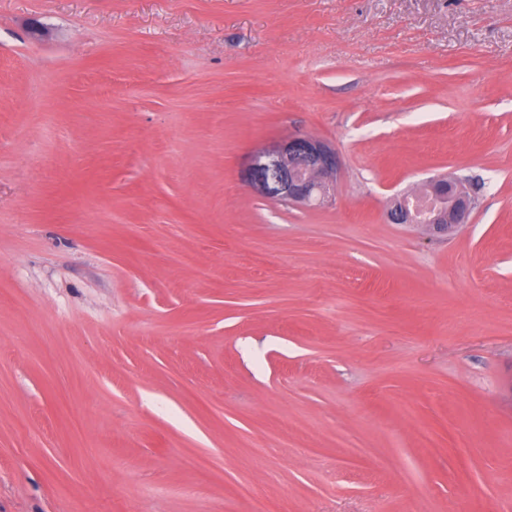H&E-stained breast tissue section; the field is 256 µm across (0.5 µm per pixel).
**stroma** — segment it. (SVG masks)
<instances>
[{"mask_svg": "<svg viewBox=\"0 0 512 512\" xmlns=\"http://www.w3.org/2000/svg\"><path fill=\"white\" fill-rule=\"evenodd\" d=\"M294 133L335 202L248 183ZM444 174L460 231L387 221ZM243 483L512 512V0H0V512Z\"/></svg>", "mask_w": 512, "mask_h": 512, "instance_id": "1", "label": "stroma"}]
</instances>
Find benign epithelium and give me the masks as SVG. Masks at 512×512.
Returning <instances> with one entry per match:
<instances>
[{
    "label": "benign epithelium",
    "mask_w": 512,
    "mask_h": 512,
    "mask_svg": "<svg viewBox=\"0 0 512 512\" xmlns=\"http://www.w3.org/2000/svg\"><path fill=\"white\" fill-rule=\"evenodd\" d=\"M339 157L327 143L290 135L256 155L247 179L262 195L290 205L325 199L336 184ZM475 198L453 178H440L393 198L386 217L392 224H422L431 234L454 235L467 223Z\"/></svg>",
    "instance_id": "7a95c632"
}]
</instances>
